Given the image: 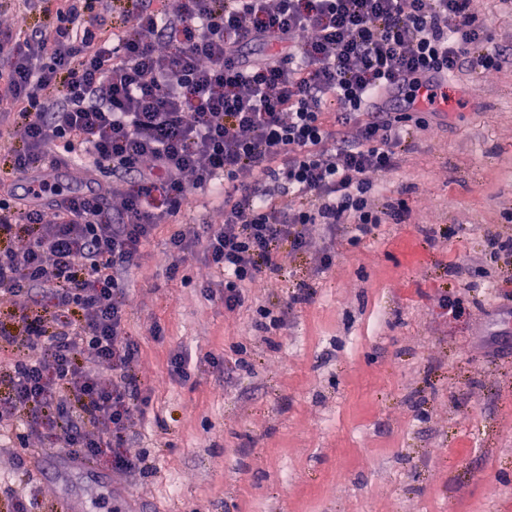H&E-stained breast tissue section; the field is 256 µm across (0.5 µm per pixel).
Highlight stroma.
Returning a JSON list of instances; mask_svg holds the SVG:
<instances>
[{
    "mask_svg": "<svg viewBox=\"0 0 512 512\" xmlns=\"http://www.w3.org/2000/svg\"><path fill=\"white\" fill-rule=\"evenodd\" d=\"M427 120L380 182L405 223L338 235L326 267L290 253L239 310L220 274L201 295L200 261L167 279L160 226L127 294L143 472L5 441L0 479L36 512H512V258L482 259L512 236V64L462 73ZM261 306L284 326L257 329Z\"/></svg>",
    "mask_w": 512,
    "mask_h": 512,
    "instance_id": "1",
    "label": "stroma"
}]
</instances>
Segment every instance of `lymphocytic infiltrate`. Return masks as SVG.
<instances>
[{
  "mask_svg": "<svg viewBox=\"0 0 512 512\" xmlns=\"http://www.w3.org/2000/svg\"><path fill=\"white\" fill-rule=\"evenodd\" d=\"M25 0L0 10V428L86 463L140 470L128 441L149 384L126 332L127 277L160 225L178 279L190 256L224 278V307L288 251L402 222L380 205L420 105L449 78L512 61L475 0ZM51 12L43 28L33 12ZM251 43L268 53L248 55ZM66 169L83 192L52 188ZM214 201L198 224L193 198Z\"/></svg>",
  "mask_w": 512,
  "mask_h": 512,
  "instance_id": "obj_1",
  "label": "lymphocytic infiltrate"
}]
</instances>
